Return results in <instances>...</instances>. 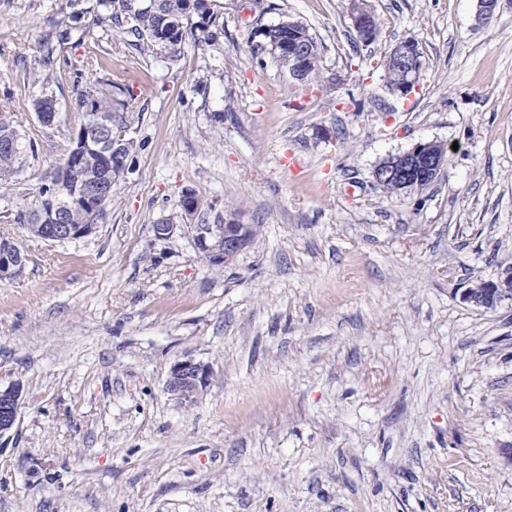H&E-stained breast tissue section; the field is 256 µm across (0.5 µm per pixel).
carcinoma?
Wrapping results in <instances>:
<instances>
[{
    "label": "carcinoma",
    "mask_w": 512,
    "mask_h": 512,
    "mask_svg": "<svg viewBox=\"0 0 512 512\" xmlns=\"http://www.w3.org/2000/svg\"><path fill=\"white\" fill-rule=\"evenodd\" d=\"M97 4L107 10L106 19L119 33L133 38V46L141 52H151L155 48H176L183 41L185 22L191 14H201L215 21L208 0H155V5H145L143 0H97ZM264 36L270 45L278 51L283 65H288L287 53L290 46L306 47L304 57V86H316L320 80L323 46L313 37L306 26L291 20H283L266 29ZM37 116L50 119L58 116L55 102L48 96H41L32 102ZM129 104L117 100L110 91L85 90L78 94L75 110L82 113H98L112 118V126H124ZM0 141L13 144L8 150L0 149V180L14 175L15 160L21 153V137L8 115L7 107L0 106ZM95 166L101 173L110 176L112 184L124 178L119 167L112 166V157L106 154L95 156ZM80 185L72 180H62L57 176L53 187H44L40 191V200L32 211L30 223L37 224L47 218V205L55 197H65L72 191H79Z\"/></svg>",
    "instance_id": "cac0c4a2"
}]
</instances>
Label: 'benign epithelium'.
<instances>
[{"label":"benign epithelium","instance_id":"benign-epithelium-1","mask_svg":"<svg viewBox=\"0 0 512 512\" xmlns=\"http://www.w3.org/2000/svg\"><path fill=\"white\" fill-rule=\"evenodd\" d=\"M415 39L403 40L395 48V58L404 71V82L397 94L405 96L410 88L417 86L422 65L413 59L411 49ZM125 132H111V120L105 116L90 115L78 128L74 148L63 172L82 173L90 152L94 149L112 154V162L120 165L124 171L130 170L129 157L122 152ZM447 163L445 155L438 151L434 141L418 142L409 150L390 155L381 161L373 171L377 184L391 182L406 191L420 187L421 178L426 174H438ZM90 190L80 195L52 201L53 223L41 224L40 236L45 240H75L89 236L96 224H65L63 217L75 206L95 209L100 198L106 197L112 190L108 179L89 177ZM194 243L205 257L213 262L226 263L234 259L246 248L243 241L244 224H194ZM24 261L10 251H0V277L13 278L21 274ZM461 298L464 302L486 310L495 309L503 300L512 298V278L500 277L479 280L466 288ZM209 368L191 358L178 360L169 370L166 390L178 404L192 405L197 395L209 384ZM22 387L18 384L5 389L0 388V440L10 438L15 427Z\"/></svg>","mask_w":512,"mask_h":512}]
</instances>
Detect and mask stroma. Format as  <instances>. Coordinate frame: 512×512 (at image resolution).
Instances as JSON below:
<instances>
[{
	"instance_id": "stroma-1",
	"label": "stroma",
	"mask_w": 512,
	"mask_h": 512,
	"mask_svg": "<svg viewBox=\"0 0 512 512\" xmlns=\"http://www.w3.org/2000/svg\"><path fill=\"white\" fill-rule=\"evenodd\" d=\"M210 4L144 55L97 0H0V103L33 143L0 181L28 258L0 282V386L22 387L0 512H512V300L460 299L512 273V0L480 27L476 0H367L369 44L348 0ZM287 19L332 91L296 92L263 34ZM408 38L420 85L396 97L380 62ZM92 86L131 103V169L91 236L33 237ZM427 140L451 147L436 181L385 193L375 165ZM228 220L260 232L215 266L191 226ZM185 358L211 371L188 407ZM209 380L210 371L206 365L186 358L174 362L170 367L166 390L178 404L190 406Z\"/></svg>"
}]
</instances>
